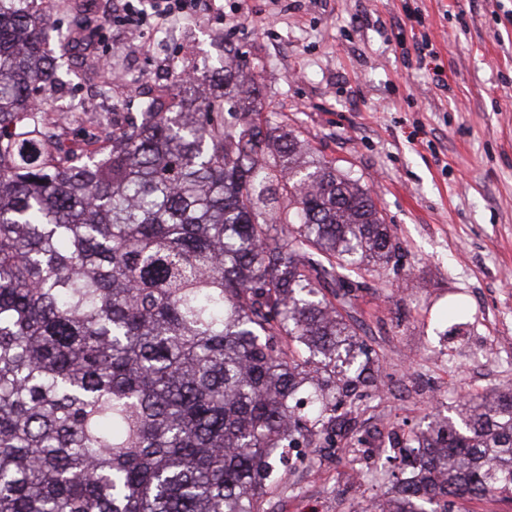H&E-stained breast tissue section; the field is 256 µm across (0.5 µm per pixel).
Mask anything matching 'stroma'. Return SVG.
<instances>
[{
	"label": "stroma",
	"mask_w": 512,
	"mask_h": 512,
	"mask_svg": "<svg viewBox=\"0 0 512 512\" xmlns=\"http://www.w3.org/2000/svg\"><path fill=\"white\" fill-rule=\"evenodd\" d=\"M147 51L110 25L111 109L136 112L178 71L232 61L264 111L350 169L399 246L347 312L378 391L353 429L297 448L265 512H354L386 489L382 442L512 388V0H223ZM420 12L423 25L407 16ZM427 49H420L421 39ZM445 87H438L435 76Z\"/></svg>",
	"instance_id": "stroma-1"
}]
</instances>
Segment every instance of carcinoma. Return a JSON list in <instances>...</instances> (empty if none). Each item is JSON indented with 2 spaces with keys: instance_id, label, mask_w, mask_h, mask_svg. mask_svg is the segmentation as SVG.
I'll list each match as a JSON object with an SVG mask.
<instances>
[{
  "instance_id": "obj_1",
  "label": "carcinoma",
  "mask_w": 512,
  "mask_h": 512,
  "mask_svg": "<svg viewBox=\"0 0 512 512\" xmlns=\"http://www.w3.org/2000/svg\"><path fill=\"white\" fill-rule=\"evenodd\" d=\"M29 2L0 0V512H260L284 449L347 426L336 395L377 391L338 307L397 243L249 75L194 73L181 111L160 90L66 146L31 100L74 70L68 34ZM76 2L55 13L109 23ZM405 447L373 512L512 495V389Z\"/></svg>"
}]
</instances>
